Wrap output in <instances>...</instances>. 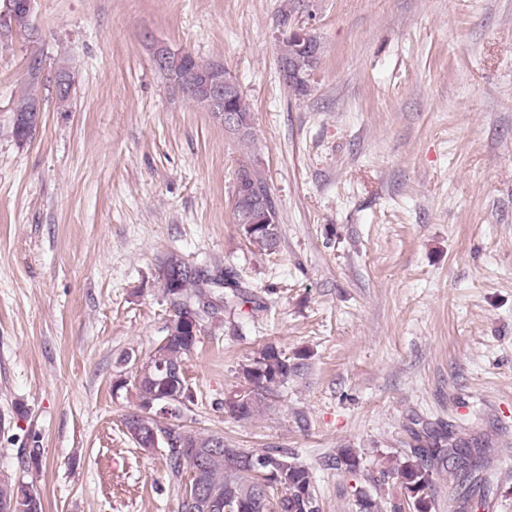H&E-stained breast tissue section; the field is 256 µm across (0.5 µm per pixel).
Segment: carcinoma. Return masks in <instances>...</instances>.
<instances>
[{
    "label": "carcinoma",
    "instance_id": "obj_1",
    "mask_svg": "<svg viewBox=\"0 0 512 512\" xmlns=\"http://www.w3.org/2000/svg\"><path fill=\"white\" fill-rule=\"evenodd\" d=\"M13 7L5 13L0 30L29 31L31 17L23 6V0H10ZM311 50L300 49V43L291 35L281 41L280 60L288 65L299 78L288 84L294 95L308 92L310 72L314 70L322 54L317 37L307 34ZM217 63L204 64L189 54L179 64L163 69L179 86L189 84L190 79L211 72ZM65 79V88L56 92L58 107L67 105L74 75L67 66L56 71ZM242 191L262 200L261 206L250 213H234L235 223L242 225L246 239L265 251H273L280 240V227L267 223L278 218L270 189L261 173L252 164L239 166ZM159 280L164 294L172 306V317H196L204 321L215 314L206 288L211 284L224 285V312L243 309L251 302L227 271L224 280L217 281L198 266H192L178 254L170 252L162 261ZM192 353L184 336H173L161 348L160 361L170 370L161 371L157 366L144 367L135 374V388L141 409L150 404L160 406L167 399L188 398L193 394L186 380L184 365ZM304 354L290 357L273 344H266L257 356L239 370L240 382L236 389L224 397V411L238 421H249L258 415L265 405L266 395L298 372ZM158 437L132 436L139 447L151 450L165 449L170 474L180 480L183 475L198 482L203 493L189 496L182 493L178 512H213L210 503L224 504L223 512H321L315 489L313 473L286 449L271 448L263 453H253L241 448H229L221 435H202L187 431L176 424L167 426L162 421L153 422ZM415 445L405 454L404 460L380 471L374 484L366 487L360 483L352 486L356 512H380L377 498L384 486L390 484L400 490L389 502V512H431L435 494L434 475L444 470L455 483L458 500L469 509H480L488 492V480L483 477L484 464L475 444L457 441L451 432L425 428L414 434ZM326 465L353 478L363 471V461L353 448H338L329 456ZM22 484L0 481V506L18 498Z\"/></svg>",
    "mask_w": 512,
    "mask_h": 512
}]
</instances>
